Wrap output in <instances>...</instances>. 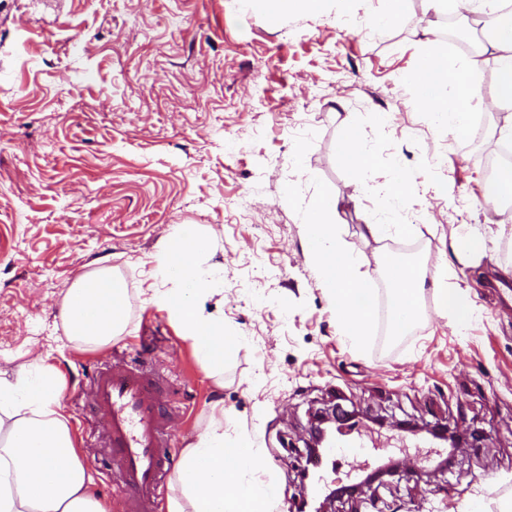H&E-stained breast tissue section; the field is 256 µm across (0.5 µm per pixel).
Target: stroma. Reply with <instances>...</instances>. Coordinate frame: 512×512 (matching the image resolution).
Here are the masks:
<instances>
[{
    "mask_svg": "<svg viewBox=\"0 0 512 512\" xmlns=\"http://www.w3.org/2000/svg\"><path fill=\"white\" fill-rule=\"evenodd\" d=\"M382 7L328 0L321 13L272 19L244 0H0V371L35 376L38 356L62 372L63 412L109 512L118 495L87 377L113 352L141 349L188 412L171 424L173 447L222 401L225 439L245 438L262 462L244 481L271 489L266 512L298 500L309 422L334 405L359 413L348 436L369 452L324 459L326 483L403 465L335 512H504L512 502V274L502 271L512 222L488 200L482 167L501 142L434 125L416 84L428 43L474 70L472 114L512 121L486 110V5L454 16L474 51L441 37L432 0H406L377 29ZM351 127L370 159L361 175L341 157ZM393 183L402 199L388 196ZM319 196L342 198L337 231L372 290L373 319L356 338L341 332L303 229ZM370 222L390 235L365 238ZM181 224L207 239L203 264L224 271L223 293L205 301L233 339L220 381L147 294L168 287L148 274ZM484 224L496 234L486 257L453 261L452 235ZM389 258L424 282L416 324L393 345ZM450 262L476 307L464 330L433 292ZM100 268L128 288V326L88 348L69 340L61 309L76 278ZM404 422L476 438L439 472L447 449L416 447Z\"/></svg>",
    "mask_w": 512,
    "mask_h": 512,
    "instance_id": "stroma-1",
    "label": "stroma"
}]
</instances>
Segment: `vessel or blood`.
<instances>
[{"label":"vessel or blood","instance_id":"1","mask_svg":"<svg viewBox=\"0 0 512 512\" xmlns=\"http://www.w3.org/2000/svg\"><path fill=\"white\" fill-rule=\"evenodd\" d=\"M165 383L144 361L107 364L91 378L87 408L99 424L122 512H157L177 468L168 427L175 412Z\"/></svg>","mask_w":512,"mask_h":512}]
</instances>
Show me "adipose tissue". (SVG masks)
Instances as JSON below:
<instances>
[{"instance_id": "obj_1", "label": "adipose tissue", "mask_w": 512, "mask_h": 512, "mask_svg": "<svg viewBox=\"0 0 512 512\" xmlns=\"http://www.w3.org/2000/svg\"><path fill=\"white\" fill-rule=\"evenodd\" d=\"M497 51L498 74L489 109H512V29L497 33L492 41ZM454 80L462 98L456 102L434 100L431 119L465 129L471 77L460 74L445 59L423 53L419 85ZM337 199L321 197L311 206L304 226L309 249L327 286L344 335H358L372 316L364 299L368 285L360 272L361 261L353 256L336 233L333 219ZM206 241L188 226H175L166 255L155 276L174 286L156 296L157 301L191 340L196 355L213 375L224 373V321L204 316L201 303L220 278L215 269L198 264ZM128 292L124 282L103 269L78 276L62 307L69 336L89 346H99L121 336L127 327ZM36 380L20 375L8 378L0 372V512H108L94 495L92 469L78 456L59 396L63 377L57 369L33 359ZM224 418L212 417L207 427L181 455L175 471L179 497L169 503V512H260L263 496L240 484L241 472L259 469L249 450L235 461L227 459Z\"/></svg>"}]
</instances>
